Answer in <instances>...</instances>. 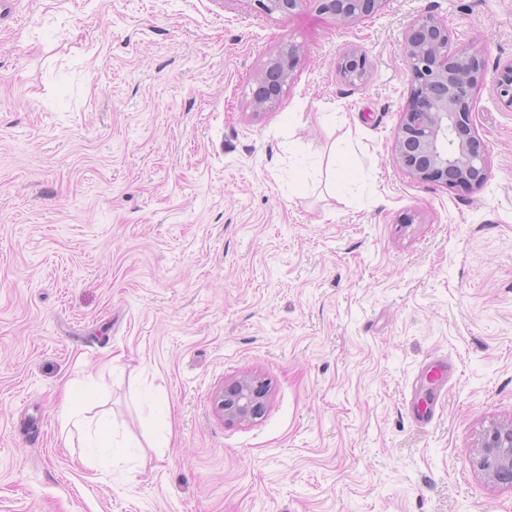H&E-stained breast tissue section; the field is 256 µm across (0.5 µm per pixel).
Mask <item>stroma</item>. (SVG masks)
Wrapping results in <instances>:
<instances>
[{
	"mask_svg": "<svg viewBox=\"0 0 512 512\" xmlns=\"http://www.w3.org/2000/svg\"><path fill=\"white\" fill-rule=\"evenodd\" d=\"M422 15L486 60L472 192L392 156ZM288 42L281 104L253 111ZM351 49L364 82L337 70ZM511 61L512 0H386L346 25L316 0L0 19V512H512L469 463L512 420ZM251 375L264 413L225 418L217 392ZM300 54L299 45L288 43L266 62L252 89L251 105L255 111L271 112L280 105Z\"/></svg>",
	"mask_w": 512,
	"mask_h": 512,
	"instance_id": "35a3bbf8",
	"label": "stroma"
}]
</instances>
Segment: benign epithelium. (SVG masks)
I'll use <instances>...</instances> for the list:
<instances>
[{
	"instance_id": "benign-epithelium-1",
	"label": "benign epithelium",
	"mask_w": 512,
	"mask_h": 512,
	"mask_svg": "<svg viewBox=\"0 0 512 512\" xmlns=\"http://www.w3.org/2000/svg\"><path fill=\"white\" fill-rule=\"evenodd\" d=\"M266 13L290 14L304 0H257ZM319 9L336 20L351 23L377 12L386 0H318ZM447 25L431 15L415 19L405 32L403 55L410 76L409 101L400 112L394 157L399 167L419 183L481 188L489 173L484 146L473 126V90L483 83L485 61L479 52L461 47L448 53ZM301 47L289 43L259 71L251 105L271 112L281 103ZM338 72L351 83L367 75V58L358 50L343 55ZM497 93L512 106V63L501 71ZM269 391L257 378L224 385L216 395L225 417L250 421L265 409ZM471 466L492 483L512 488V421L492 423L483 430L469 456Z\"/></svg>"
}]
</instances>
